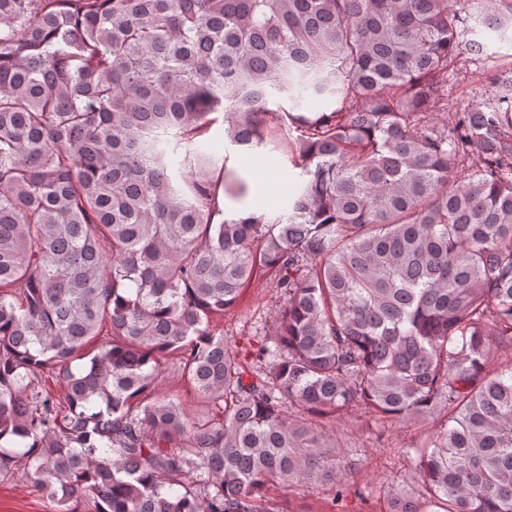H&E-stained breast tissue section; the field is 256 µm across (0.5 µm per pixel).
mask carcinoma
Returning <instances> with one entry per match:
<instances>
[{"mask_svg":"<svg viewBox=\"0 0 512 512\" xmlns=\"http://www.w3.org/2000/svg\"><path fill=\"white\" fill-rule=\"evenodd\" d=\"M0 0V477L53 512H267L347 455L315 420H439L388 512H512V79L448 110L512 0ZM299 191L225 218L208 143ZM255 370L212 328L256 267ZM21 289H16V286ZM212 412L154 396L161 359ZM63 383L57 396L47 373Z\"/></svg>","mask_w":512,"mask_h":512,"instance_id":"cac0c4a2","label":"carcinoma"}]
</instances>
